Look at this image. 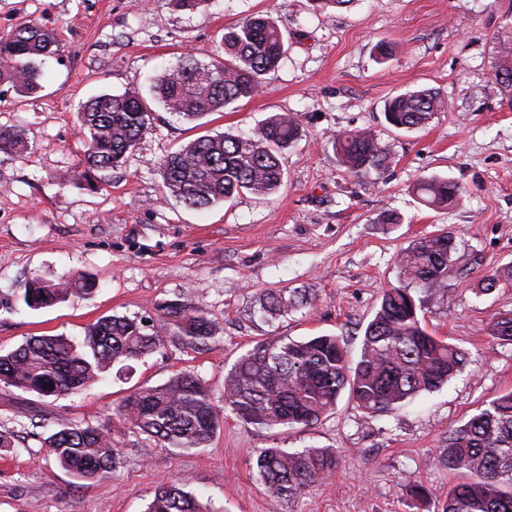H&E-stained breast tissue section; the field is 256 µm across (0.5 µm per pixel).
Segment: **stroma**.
<instances>
[{"label":"stroma","instance_id":"35a3bbf8","mask_svg":"<svg viewBox=\"0 0 512 512\" xmlns=\"http://www.w3.org/2000/svg\"><path fill=\"white\" fill-rule=\"evenodd\" d=\"M257 12L288 35L258 95L207 115L201 130L155 106L152 130L120 169L93 189L61 184L81 163L80 103L129 89L149 95L154 75L187 52L216 55L225 27ZM25 22L54 32L60 51L47 59L38 93L0 85V127L23 129L30 145L20 158L0 153V351L42 334L83 341L106 315L155 321L174 300L202 309L221 332L205 350L165 344L133 372L109 371L78 395L0 386V431L23 438L0 450V512H145L157 485L175 479L211 512H442L455 483L437 460L449 430L512 390V345L491 334L495 318L512 315V283L476 289L512 265V100L494 77L499 45L512 40V0H351L324 11L310 0H210L194 13L176 0H0V36ZM417 88L435 89L446 110L421 129L389 126L385 101ZM275 112L300 125L276 195L244 192L202 210L163 196L156 164L164 156L205 130L249 133ZM358 129L374 131L389 153L360 178L330 143ZM430 177L456 182L457 200L436 209L416 199L410 184ZM389 213L399 223H383ZM444 231L457 244L448 282L420 317L466 350L468 363L442 389L378 416L343 396L295 430L257 429L224 411L211 444L180 455L145 450L125 428L123 463L103 480H75L41 447L40 437L62 426L106 423L129 391L185 369L221 398L237 358L276 337L336 334L359 357L383 289L398 282L401 250ZM72 273L96 290L25 306L28 278ZM294 289L308 291L312 307L261 319L264 294ZM307 447L336 449L335 474L295 502L273 499L257 478L258 449ZM413 484L428 489L426 502L412 503Z\"/></svg>","mask_w":512,"mask_h":512}]
</instances>
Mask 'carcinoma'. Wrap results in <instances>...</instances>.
I'll return each mask as SVG.
<instances>
[{"mask_svg": "<svg viewBox=\"0 0 512 512\" xmlns=\"http://www.w3.org/2000/svg\"><path fill=\"white\" fill-rule=\"evenodd\" d=\"M287 37L267 14L242 18L225 29L224 55L199 60L184 55L154 77L153 98L163 108L196 122L259 93L263 76L278 68ZM54 32L22 23L0 37V83L34 94L42 89L43 59L55 52ZM495 76L512 93V41L501 44ZM445 102L431 88L407 90L384 105L385 121L397 129L427 124ZM84 152L75 176L92 188L98 174L121 167L130 152L152 130L155 112L140 94L104 93L78 108ZM298 137V124L288 113L269 116L247 135L203 134L169 153L159 163L164 196L189 207L209 208L242 191L270 197L283 185L281 155ZM331 143L340 163L356 176L384 166L388 152L370 130L338 133ZM27 149L24 131L0 127V153L20 155ZM413 192L426 204L443 206L459 194L457 184L443 178L419 180ZM451 234L421 237L400 254V284L383 292L379 308L364 329L357 361L346 342L335 335L304 340L260 342L241 355L224 376V409L257 429L307 428L336 407L346 392L370 415L391 413L422 392L441 388L467 361L466 352L428 331L419 319L424 298L448 281ZM512 282V268L482 279L490 292ZM95 281L73 276L56 283L37 276L23 292L32 310L52 307L71 297L91 294ZM312 305L305 290L287 296L268 293L260 301L266 318L284 316ZM160 325L171 343L194 351L218 342L219 325L198 307L177 301L162 308ZM492 336L512 344V316L492 324ZM161 336L145 319L107 315L93 323L81 344L65 336H31L17 348L0 353V385L40 397L78 393L116 364H132L154 353ZM112 416L172 455L205 448L220 426L212 394L196 374L182 371L166 383L139 387L113 409ZM448 447L439 463L462 477L448 491L443 512H512V391L448 431ZM74 479L108 478L122 464L120 441L112 423L70 424L41 441ZM338 461L331 448H262L256 468L271 497L291 502L312 484L332 475ZM184 480L161 483L147 512H209L186 490Z\"/></svg>", "mask_w": 512, "mask_h": 512, "instance_id": "obj_1", "label": "carcinoma"}]
</instances>
